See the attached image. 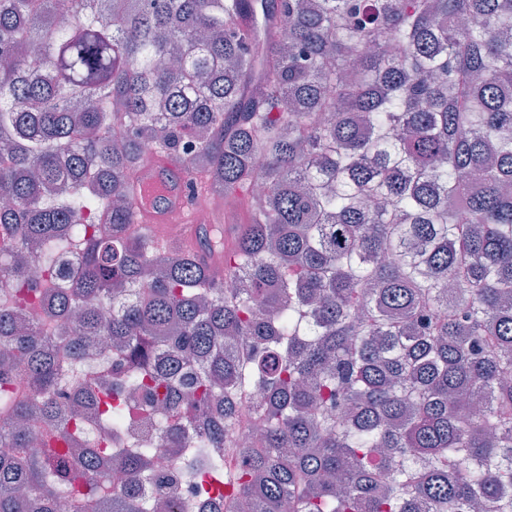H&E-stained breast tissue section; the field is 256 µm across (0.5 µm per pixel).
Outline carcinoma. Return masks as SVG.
<instances>
[{"instance_id": "cac0c4a2", "label": "carcinoma", "mask_w": 512, "mask_h": 512, "mask_svg": "<svg viewBox=\"0 0 512 512\" xmlns=\"http://www.w3.org/2000/svg\"><path fill=\"white\" fill-rule=\"evenodd\" d=\"M65 2L0 0V512H512V0ZM163 154L250 191L231 243L132 230Z\"/></svg>"}]
</instances>
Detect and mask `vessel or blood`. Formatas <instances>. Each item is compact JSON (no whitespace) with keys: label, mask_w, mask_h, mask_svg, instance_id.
Instances as JSON below:
<instances>
[{"label":"vessel or blood","mask_w":512,"mask_h":512,"mask_svg":"<svg viewBox=\"0 0 512 512\" xmlns=\"http://www.w3.org/2000/svg\"><path fill=\"white\" fill-rule=\"evenodd\" d=\"M134 224L154 231V243L165 247V225H184L186 237H194L193 214L206 202V188L191 178L176 158L160 156L145 163L133 186Z\"/></svg>","instance_id":"obj_1"}]
</instances>
